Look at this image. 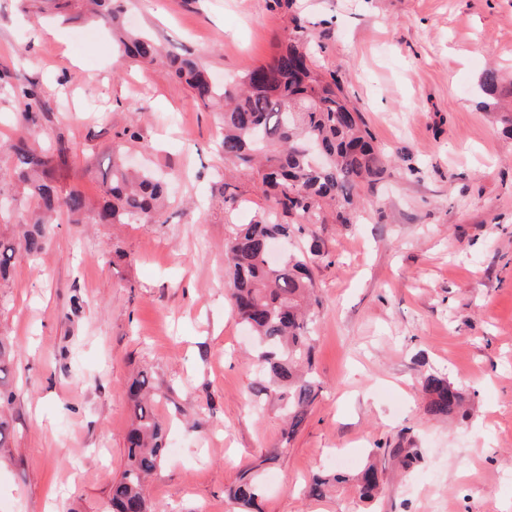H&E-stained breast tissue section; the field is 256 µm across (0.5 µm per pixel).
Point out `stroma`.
<instances>
[{"instance_id":"35a3bbf8","label":"stroma","mask_w":512,"mask_h":512,"mask_svg":"<svg viewBox=\"0 0 512 512\" xmlns=\"http://www.w3.org/2000/svg\"><path fill=\"white\" fill-rule=\"evenodd\" d=\"M80 10L64 23L48 0H0V80L50 99L35 134L69 147L63 190L99 203L133 129L129 159L167 177L168 206L157 224L58 216L45 251L0 282L17 360L0 512H104L139 374L167 426L145 487L156 512H233L247 466L262 512H512V135L479 91L486 69L512 80V0H126L132 26L214 78L269 61L302 16L384 152L354 222L312 227L322 391L294 435L252 394V339L224 287L231 227L267 206L255 176H225L218 106L162 65L121 60ZM426 372L463 389L465 415L425 412ZM380 447L418 457L405 472L383 458L378 501L350 482L305 495L312 473H357Z\"/></svg>"}]
</instances>
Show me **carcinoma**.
<instances>
[{"label": "carcinoma", "instance_id": "cac0c4a2", "mask_svg": "<svg viewBox=\"0 0 512 512\" xmlns=\"http://www.w3.org/2000/svg\"><path fill=\"white\" fill-rule=\"evenodd\" d=\"M88 4L91 18L118 36L125 56L143 64L161 58V49L150 35L123 28L122 0H88ZM292 23L293 31L271 59L230 86L217 87L189 55H168L166 65L200 100L224 102V160L256 173L259 189L274 208L316 224L323 205H333L336 223L348 224L357 190L382 180L387 167L336 74L319 69L313 35L299 18H292ZM480 88L496 99L497 70L483 74ZM5 90L16 102L18 128L5 144L8 154L6 166L0 168V183L21 187L33 214L28 222L18 224L20 236L0 233V280L10 275L16 256L34 257L45 250L48 224L55 213L63 210L78 223L92 211V203L80 191L62 194L50 179L54 170L67 165L69 149L52 150L32 132L38 116L51 111L49 99L25 87ZM126 157L125 147L114 144L112 177L102 181V202L95 214L100 224H148L158 221L166 208L165 183L149 169L133 173ZM301 230L302 226L283 224L269 213L233 225L224 243L230 300L241 323L258 339L251 357L252 390L283 402L290 435L300 431L321 391L313 372L309 313L320 304L310 266L323 252L314 238L308 248L288 250L270 262L266 247L276 239L288 242ZM14 359L12 341L0 336V448L8 447L11 434L6 410L14 400L9 381ZM422 386L425 410L432 416L447 417L463 405V391L442 374L424 375ZM129 400L132 425L126 434V468L112 482L106 512H150L144 482L157 471L166 452L164 425L154 411V393L145 376L132 381ZM350 481L364 502L379 494L380 474L374 462L354 476L317 473L310 479L308 494L321 498L327 487ZM261 496L254 468L242 470L230 492L231 500L240 505L237 512H251Z\"/></svg>", "mask_w": 512, "mask_h": 512}]
</instances>
